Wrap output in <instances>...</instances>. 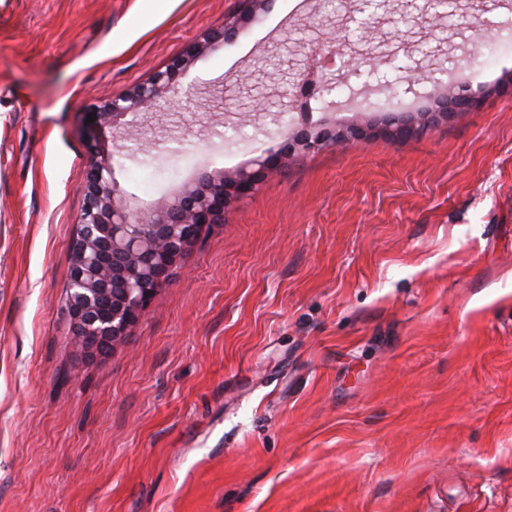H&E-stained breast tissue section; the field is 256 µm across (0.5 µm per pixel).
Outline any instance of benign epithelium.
Returning <instances> with one entry per match:
<instances>
[{
  "instance_id": "7a95c632",
  "label": "benign epithelium",
  "mask_w": 512,
  "mask_h": 512,
  "mask_svg": "<svg viewBox=\"0 0 512 512\" xmlns=\"http://www.w3.org/2000/svg\"><path fill=\"white\" fill-rule=\"evenodd\" d=\"M271 0H244V7L227 15L202 44L158 72L149 82L88 108L93 122L85 125V147L90 157L83 192L85 207L71 241L72 272L66 310L78 344L87 353L105 354L138 323L172 270L194 247L202 230L226 221L241 199L253 194L269 175L285 169L288 161L328 147L367 137L359 124H306L288 135L284 147L256 158L249 169L233 176L200 172L184 184L171 202L159 201L143 211L133 209L118 195L110 160H100V131L116 128L137 112L181 98L191 89L184 83L188 69L201 51L237 38ZM476 104L472 95L448 87L438 95L430 112L395 110L382 128L390 141L414 138L441 118L466 111Z\"/></svg>"
}]
</instances>
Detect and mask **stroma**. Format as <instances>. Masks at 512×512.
<instances>
[{
    "label": "stroma",
    "instance_id": "obj_1",
    "mask_svg": "<svg viewBox=\"0 0 512 512\" xmlns=\"http://www.w3.org/2000/svg\"><path fill=\"white\" fill-rule=\"evenodd\" d=\"M241 6L0 0V512H512V0H273L191 101L105 129L144 208L275 151L311 77L315 122L480 102L269 176L124 341L75 346L84 114ZM431 112L413 113L404 110H393L384 121L383 135L389 141L414 138L426 132L436 121L448 118L456 112L466 111L476 104L474 96L461 94L452 86L445 93L439 94Z\"/></svg>",
    "mask_w": 512,
    "mask_h": 512
}]
</instances>
